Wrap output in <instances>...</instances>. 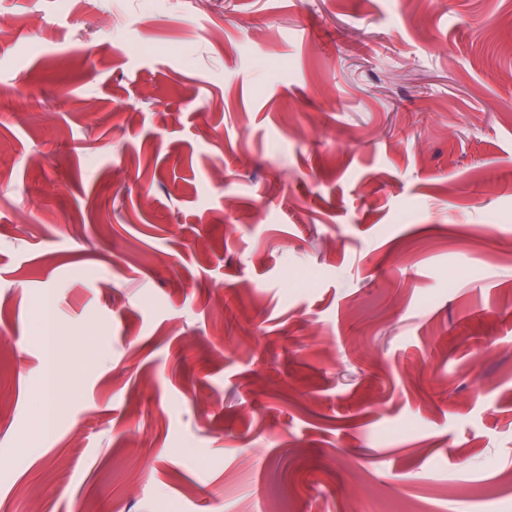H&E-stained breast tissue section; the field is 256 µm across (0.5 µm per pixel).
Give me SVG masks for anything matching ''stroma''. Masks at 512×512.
Here are the masks:
<instances>
[{"mask_svg":"<svg viewBox=\"0 0 512 512\" xmlns=\"http://www.w3.org/2000/svg\"><path fill=\"white\" fill-rule=\"evenodd\" d=\"M2 19L0 512H468L512 473V0ZM58 389L57 382L51 371L43 377V395L39 401L36 412L41 419L49 422L53 415L52 398Z\"/></svg>","mask_w":512,"mask_h":512,"instance_id":"obj_1","label":"stroma"}]
</instances>
